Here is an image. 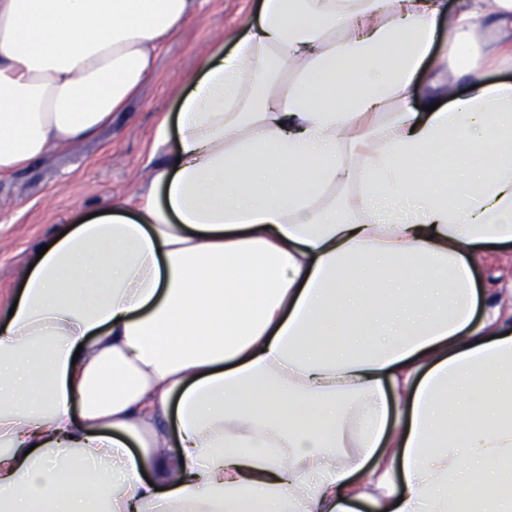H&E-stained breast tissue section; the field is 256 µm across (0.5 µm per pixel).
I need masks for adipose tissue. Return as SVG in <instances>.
Segmentation results:
<instances>
[{
	"label": "adipose tissue",
	"instance_id": "adipose-tissue-1",
	"mask_svg": "<svg viewBox=\"0 0 512 512\" xmlns=\"http://www.w3.org/2000/svg\"><path fill=\"white\" fill-rule=\"evenodd\" d=\"M198 6L0 0V176L94 136ZM491 60L512 0H261L174 158L0 321V512H512ZM474 273L478 288L484 296L487 292H498V288H509L508 281L512 279L511 250L489 255L475 268Z\"/></svg>",
	"mask_w": 512,
	"mask_h": 512
}]
</instances>
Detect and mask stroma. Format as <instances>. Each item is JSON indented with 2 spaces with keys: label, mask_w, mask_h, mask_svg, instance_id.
<instances>
[{
  "label": "stroma",
  "mask_w": 512,
  "mask_h": 512,
  "mask_svg": "<svg viewBox=\"0 0 512 512\" xmlns=\"http://www.w3.org/2000/svg\"><path fill=\"white\" fill-rule=\"evenodd\" d=\"M259 0H201L196 17L159 51L154 71L124 111L96 137L49 150L0 177V305L15 297L40 244L59 226L78 224L120 197L148 187L176 141L158 144L163 118H175L181 93L201 62L232 49L255 22ZM480 292L512 282V252L489 255L475 270Z\"/></svg>",
  "instance_id": "1"
}]
</instances>
